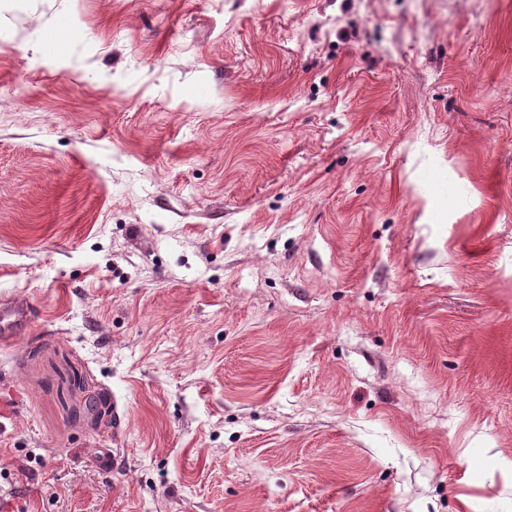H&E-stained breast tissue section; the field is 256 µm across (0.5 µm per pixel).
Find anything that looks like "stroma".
<instances>
[{
    "label": "stroma",
    "mask_w": 512,
    "mask_h": 512,
    "mask_svg": "<svg viewBox=\"0 0 512 512\" xmlns=\"http://www.w3.org/2000/svg\"><path fill=\"white\" fill-rule=\"evenodd\" d=\"M15 293L0 512H512V0H0ZM35 322L31 301L24 297H12L0 301V345L11 346L30 330Z\"/></svg>",
    "instance_id": "obj_1"
}]
</instances>
